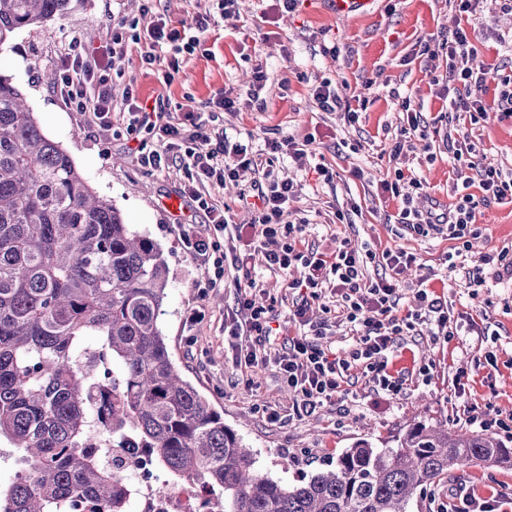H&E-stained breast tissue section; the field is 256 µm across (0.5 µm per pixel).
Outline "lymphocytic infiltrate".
I'll use <instances>...</instances> for the list:
<instances>
[{"label":"lymphocytic infiltrate","mask_w":512,"mask_h":512,"mask_svg":"<svg viewBox=\"0 0 512 512\" xmlns=\"http://www.w3.org/2000/svg\"><path fill=\"white\" fill-rule=\"evenodd\" d=\"M211 12H197L188 26H178L161 17L141 33L128 32L125 22L117 21L107 50L73 45L61 62L56 89L67 104L89 114L101 129H111L113 118L119 117L126 120L130 129L156 134L162 147L138 153L136 159L142 166L160 171L168 168L171 158H179L186 179L184 193L197 202L208 219L203 226L179 225V238L198 262L205 288L219 287L228 279L227 270L235 272L231 279L237 290V308L246 314L245 323L229 330L236 365L248 370L274 366L279 380L293 396L292 410L298 417L345 398L358 377L366 378L373 392L383 399H392L403 393L410 380L426 377L430 371L429 365L420 361L409 367L400 365V340L416 325L426 322L433 323L445 340H452L458 333L447 300L430 289L427 280L419 281L415 293L419 309L401 310L398 277L415 263V256L400 247L385 249L381 256L387 276L369 280L364 276V266L367 259L373 258V251L352 246L347 240L340 241L330 252L306 246L302 225L286 220L298 186L293 179L274 175L270 170L263 173L264 183L258 186L255 201L246 205L251 214L249 222L230 224L225 207L208 201L201 189L209 183L221 186L237 180L241 172L251 169L254 161L244 148L227 146L223 130L210 126L201 115L188 112L181 118L171 116L158 106L147 105L130 87L122 93V109L112 108L108 70L134 51L146 65L166 63L164 78L173 80L179 70L178 54H191L200 47L211 24ZM475 40L474 31L460 27L443 40L441 49L429 52L430 59L445 61L443 91L448 109L456 119L473 123L490 111L500 119H512V74L500 76L501 90L492 104L471 97V84L481 82L487 75ZM169 50L174 51V58L164 59V52ZM467 168V175L454 186V203L445 207L433 200L426 209L414 208V199L426 195L427 187L420 179L400 171L394 180L383 181L381 188L402 199L401 220L410 230L421 235L444 233L467 248L479 235L474 224L478 200L512 203V176L477 166L473 161L468 162ZM475 186L480 189L476 195L471 192ZM256 250L270 269L285 276L286 288L300 296L290 317L304 331L276 349L269 346L274 335L273 307L257 302L258 283L248 271L249 259ZM296 268L302 271L297 278L292 275ZM326 290L337 295L338 314L354 334L353 345L341 355L318 344L320 331L309 326L311 303ZM242 336L255 337V344H239Z\"/></svg>","instance_id":"lymphocytic-infiltrate-1"}]
</instances>
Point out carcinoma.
<instances>
[{"mask_svg":"<svg viewBox=\"0 0 512 512\" xmlns=\"http://www.w3.org/2000/svg\"><path fill=\"white\" fill-rule=\"evenodd\" d=\"M68 0H0V45ZM167 269L148 236L93 191L0 74V445L20 470L0 512H125L120 462L81 443L89 413L133 429L173 482L202 480L224 512H408L453 468L512 461L482 432L420 423L392 448L363 441L297 486L273 480L177 368L159 317Z\"/></svg>","mask_w":512,"mask_h":512,"instance_id":"1","label":"carcinoma"}]
</instances>
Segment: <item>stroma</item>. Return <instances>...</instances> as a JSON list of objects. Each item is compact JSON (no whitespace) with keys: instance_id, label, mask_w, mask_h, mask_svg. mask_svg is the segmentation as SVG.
Instances as JSON below:
<instances>
[{"instance_id":"35a3bbf8","label":"stroma","mask_w":512,"mask_h":512,"mask_svg":"<svg viewBox=\"0 0 512 512\" xmlns=\"http://www.w3.org/2000/svg\"><path fill=\"white\" fill-rule=\"evenodd\" d=\"M200 2L70 0L66 13L17 31L0 46V74L11 77L25 95L44 134L69 153L99 195L112 200L125 223L160 247L169 279L161 328L173 361L254 450L259 467L291 486L333 468L337 457L359 442L389 448L419 423L442 422L465 432L469 425L463 410L472 405L512 412V282L490 276L473 289L467 277L481 256L512 251V204L479 202L475 224L480 234L450 265L446 257L453 241L403 227L401 199L380 188L381 181L394 179L400 170L426 182L430 196L451 203L457 171L442 142L446 132L475 144L480 165L512 171V121L499 120L492 112L472 125L449 120L432 63L420 53L423 43L438 45L465 25L455 0H375L362 17L336 14L327 0H301L297 11L284 18L270 12V0H240L238 15H216L201 48L184 55L172 83L163 81L164 66L142 67L134 54L109 73L114 101H121L130 85L140 98L159 99L163 110L172 113L202 110L221 90L237 97L238 111L214 112L213 125L259 162L268 157V141L314 135L331 180L318 179L285 155L274 162L276 172L302 186L288 219L308 218L306 242L324 251L347 239L376 253L401 247L415 254L416 263L403 273L399 286L403 309H418L414 287L420 278H428L433 290L446 291L461 327L459 336L449 342L438 339L433 325L423 324L408 337L402 353L403 360L415 356L432 364L428 380L413 381L403 394L384 400L361 379L352 396L301 419L289 416L292 395L274 371H242L224 348V319L235 314L237 294L230 284L205 296L199 293V266L186 253L176 227L203 224L207 217L183 198L180 163L163 171L142 168L134 150L158 149L156 136L142 129L131 133L119 124L99 129L66 104L48 81L70 43L108 46L113 20L143 28L164 14L188 23ZM474 25L486 67L512 73V11L493 2ZM331 45L337 46V54L328 53ZM258 66L268 80L255 99L252 74ZM310 79L331 81L342 98H364L355 123L344 121L341 113L320 111L306 85ZM406 99L427 120L436 121L438 131L414 138L412 151L394 157L390 149ZM172 200L178 201V211L169 210ZM340 211L345 214L341 223L336 220ZM200 304L204 318L187 323L188 310ZM334 306L333 298L321 299L311 318L322 327L320 344L341 353L353 337L336 322ZM489 350L497 355L496 365L484 359ZM461 370L471 381L459 397L453 380ZM271 408L279 412V420L268 419ZM451 495L493 497L502 512H512V463L491 468L476 463L450 471L441 482L417 491L409 512H435Z\"/></svg>"}]
</instances>
